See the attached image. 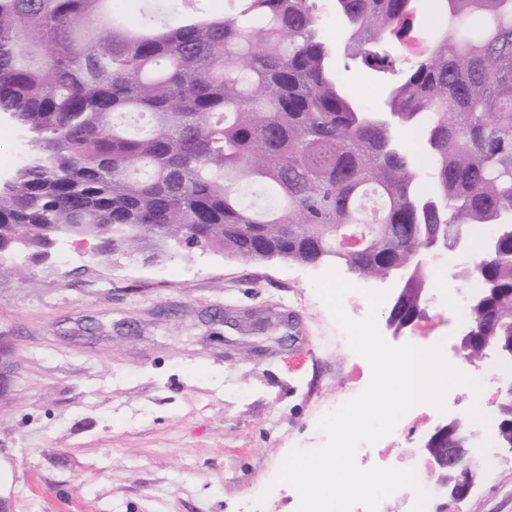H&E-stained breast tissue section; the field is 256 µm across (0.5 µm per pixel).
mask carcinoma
<instances>
[{"instance_id": "cac0c4a2", "label": "carcinoma", "mask_w": 512, "mask_h": 512, "mask_svg": "<svg viewBox=\"0 0 512 512\" xmlns=\"http://www.w3.org/2000/svg\"><path fill=\"white\" fill-rule=\"evenodd\" d=\"M107 0H0V115L32 153L0 182V277L62 236L97 254L344 264L399 277V332L424 309L432 243L481 253L460 348L512 366V0H436L440 34L398 66L414 0H334L343 55L398 78L367 110L332 67L313 0H234L218 19L105 27ZM421 132L410 149L398 129ZM429 167L431 185L420 174ZM495 438L512 448V396ZM448 422V447L471 448Z\"/></svg>"}]
</instances>
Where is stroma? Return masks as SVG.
Masks as SVG:
<instances>
[{
  "instance_id": "35a3bbf8",
  "label": "stroma",
  "mask_w": 512,
  "mask_h": 512,
  "mask_svg": "<svg viewBox=\"0 0 512 512\" xmlns=\"http://www.w3.org/2000/svg\"><path fill=\"white\" fill-rule=\"evenodd\" d=\"M336 69L367 108L385 75L346 62L344 25L333 0H316ZM327 264L245 262L213 250L148 262L100 258L67 238L40 263L0 277V331L18 363L0 399V500L7 512H294L296 490L274 484L296 447L322 446L320 418L369 383L366 360L349 347L313 279ZM446 322L414 331L451 342L446 360L498 388L459 348L460 303L436 298ZM252 314L292 327L251 331ZM461 402L407 423L391 466L420 461L421 439ZM472 456L492 466L455 512H512V451L494 435L496 407L481 404Z\"/></svg>"
}]
</instances>
